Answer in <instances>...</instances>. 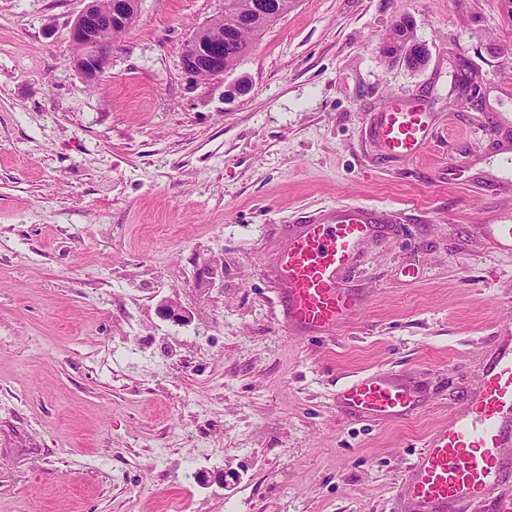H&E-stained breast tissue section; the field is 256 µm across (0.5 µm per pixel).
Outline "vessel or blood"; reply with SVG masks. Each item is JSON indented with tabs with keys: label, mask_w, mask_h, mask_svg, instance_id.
<instances>
[{
	"label": "vessel or blood",
	"mask_w": 512,
	"mask_h": 512,
	"mask_svg": "<svg viewBox=\"0 0 512 512\" xmlns=\"http://www.w3.org/2000/svg\"><path fill=\"white\" fill-rule=\"evenodd\" d=\"M384 157L420 158L435 131L433 118L410 103L390 104L372 127ZM374 207L341 203L316 210L287 225L275 257V303L288 330L297 336L331 335L358 306L342 279L360 245L382 228ZM485 235L512 252V225L487 224ZM342 405L367 419L409 418L419 404L415 388L397 375L374 372L350 380ZM512 342L498 347L466 413L438 426L425 439L393 498V512H462L486 500L512 477Z\"/></svg>",
	"instance_id": "obj_1"
}]
</instances>
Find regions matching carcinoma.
<instances>
[{
  "instance_id": "carcinoma-1",
  "label": "carcinoma",
  "mask_w": 512,
  "mask_h": 512,
  "mask_svg": "<svg viewBox=\"0 0 512 512\" xmlns=\"http://www.w3.org/2000/svg\"><path fill=\"white\" fill-rule=\"evenodd\" d=\"M293 0H224V12L212 22L224 30V69H234L251 49L253 40L277 17L288 11Z\"/></svg>"
}]
</instances>
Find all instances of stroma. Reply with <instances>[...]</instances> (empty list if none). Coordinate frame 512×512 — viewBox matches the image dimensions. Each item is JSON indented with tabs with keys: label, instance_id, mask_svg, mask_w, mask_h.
Listing matches in <instances>:
<instances>
[{
	"label": "stroma",
	"instance_id": "1",
	"mask_svg": "<svg viewBox=\"0 0 512 512\" xmlns=\"http://www.w3.org/2000/svg\"><path fill=\"white\" fill-rule=\"evenodd\" d=\"M83 7L0 0V512H390L512 325V254L481 233L512 224V0H294L206 80L181 52L224 0H141L94 84ZM403 17L423 68L379 49ZM391 102L434 118L419 160L365 133ZM351 201L391 219L343 280L364 305L290 335L280 227ZM380 370L420 388L411 417L340 405ZM87 3L74 21L70 30V41L78 51L73 56L74 66L88 83L100 80L109 67L108 46L102 42L97 19L103 13L99 0H85ZM158 313L162 318L182 325H189L193 321V315L186 306L170 302L167 299L162 300L159 304Z\"/></svg>",
	"mask_w": 512,
	"mask_h": 512
}]
</instances>
